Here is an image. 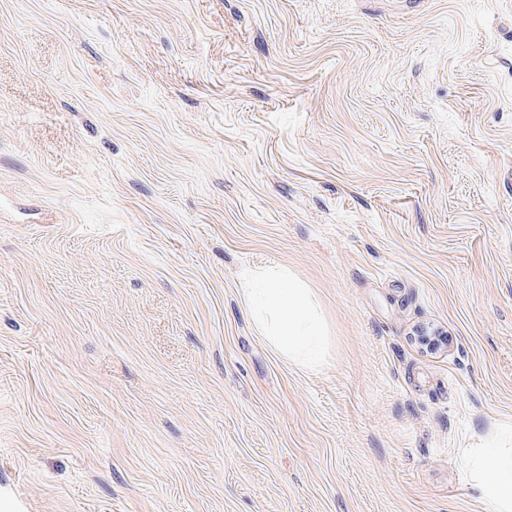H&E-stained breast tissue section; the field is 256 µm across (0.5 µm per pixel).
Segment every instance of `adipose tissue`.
I'll use <instances>...</instances> for the list:
<instances>
[{"label": "adipose tissue", "instance_id": "ef3b65f1", "mask_svg": "<svg viewBox=\"0 0 512 512\" xmlns=\"http://www.w3.org/2000/svg\"><path fill=\"white\" fill-rule=\"evenodd\" d=\"M258 328L288 361L316 368L325 359L327 338L309 288L274 268L262 273L247 291ZM486 486L494 512H512V458L490 459Z\"/></svg>", "mask_w": 512, "mask_h": 512}]
</instances>
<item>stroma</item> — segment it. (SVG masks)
Here are the masks:
<instances>
[{"instance_id": "1", "label": "stroma", "mask_w": 512, "mask_h": 512, "mask_svg": "<svg viewBox=\"0 0 512 512\" xmlns=\"http://www.w3.org/2000/svg\"><path fill=\"white\" fill-rule=\"evenodd\" d=\"M274 266L319 369L257 328ZM493 452L512 0H0L1 501L492 512ZM259 330L288 361L316 368L325 359L327 336L310 288L282 268L262 273L247 288Z\"/></svg>"}]
</instances>
